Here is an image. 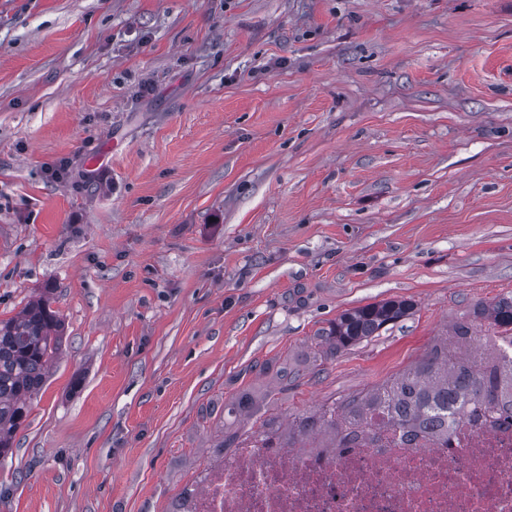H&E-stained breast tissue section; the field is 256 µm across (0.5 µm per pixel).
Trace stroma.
<instances>
[{
	"instance_id": "1",
	"label": "stroma",
	"mask_w": 512,
	"mask_h": 512,
	"mask_svg": "<svg viewBox=\"0 0 512 512\" xmlns=\"http://www.w3.org/2000/svg\"><path fill=\"white\" fill-rule=\"evenodd\" d=\"M67 169L61 179L51 172ZM60 354L0 512H166L219 447L512 297V0H0V321ZM407 300L323 357L345 311Z\"/></svg>"
}]
</instances>
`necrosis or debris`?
Here are the masks:
<instances>
[{
	"instance_id": "4bbe7bcc",
	"label": "necrosis or debris",
	"mask_w": 512,
	"mask_h": 512,
	"mask_svg": "<svg viewBox=\"0 0 512 512\" xmlns=\"http://www.w3.org/2000/svg\"><path fill=\"white\" fill-rule=\"evenodd\" d=\"M340 448L248 441L170 512H512V411L470 412L447 440L349 426Z\"/></svg>"
}]
</instances>
